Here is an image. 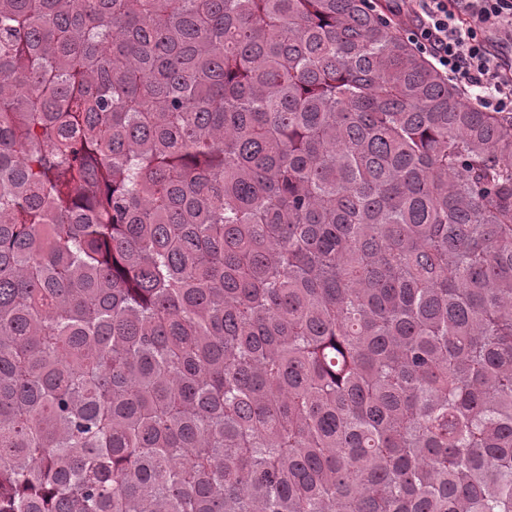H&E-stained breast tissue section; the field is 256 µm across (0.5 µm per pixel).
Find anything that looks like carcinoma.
<instances>
[{"label": "carcinoma", "mask_w": 512, "mask_h": 512, "mask_svg": "<svg viewBox=\"0 0 512 512\" xmlns=\"http://www.w3.org/2000/svg\"><path fill=\"white\" fill-rule=\"evenodd\" d=\"M389 0H0V512H512V113Z\"/></svg>", "instance_id": "carcinoma-1"}]
</instances>
